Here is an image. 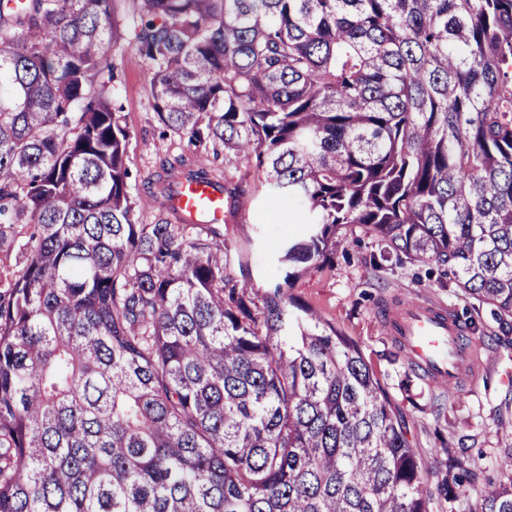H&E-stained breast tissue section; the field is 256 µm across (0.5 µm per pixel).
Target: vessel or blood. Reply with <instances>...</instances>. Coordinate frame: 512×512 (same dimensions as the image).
<instances>
[{"instance_id":"vessel-or-blood-1","label":"vessel or blood","mask_w":512,"mask_h":512,"mask_svg":"<svg viewBox=\"0 0 512 512\" xmlns=\"http://www.w3.org/2000/svg\"><path fill=\"white\" fill-rule=\"evenodd\" d=\"M169 206L194 224L224 221L223 190L200 180L182 182ZM381 324L411 364L449 393H456L464 375L472 371L479 344L466 336L459 321L445 308L405 299L389 308Z\"/></svg>"}]
</instances>
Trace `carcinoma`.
Returning a JSON list of instances; mask_svg holds the SVG:
<instances>
[{
    "mask_svg": "<svg viewBox=\"0 0 512 512\" xmlns=\"http://www.w3.org/2000/svg\"><path fill=\"white\" fill-rule=\"evenodd\" d=\"M117 0H0V512H434L402 411L358 344L285 288L357 224L451 269L512 330V0H135L165 157L255 158L305 234L261 302L222 224L136 219L100 47ZM466 512H512V451Z\"/></svg>",
    "mask_w": 512,
    "mask_h": 512,
    "instance_id": "carcinoma-1",
    "label": "carcinoma"
}]
</instances>
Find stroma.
<instances>
[{
  "label": "stroma",
  "instance_id": "1",
  "mask_svg": "<svg viewBox=\"0 0 512 512\" xmlns=\"http://www.w3.org/2000/svg\"><path fill=\"white\" fill-rule=\"evenodd\" d=\"M134 19L132 0H120L114 22L126 37L119 44H105L103 51L115 75L113 104L129 134L130 190L140 196L160 160L187 153L188 147L179 137L159 135L147 64L131 39ZM213 166L245 191L248 212L224 218L227 261L230 273L247 286L251 297L260 298L275 278L276 246L297 232L291 222L297 207L285 200L270 201L268 183L254 160L221 157ZM289 292L357 342L392 405L403 412L409 440L431 466L430 480L444 475L448 450L463 449L473 463L468 492L490 489L500 477L497 462L503 454L498 421L512 422V332L501 331L490 306L457 288L447 267L384 254L380 243L354 224L340 230L331 261L296 281ZM404 297L444 307L461 322L478 325L479 378L464 383L458 395L431 386L403 358L393 339L381 333L382 309ZM443 438L449 444L445 451L439 444Z\"/></svg>",
  "mask_w": 512,
  "mask_h": 512
}]
</instances>
